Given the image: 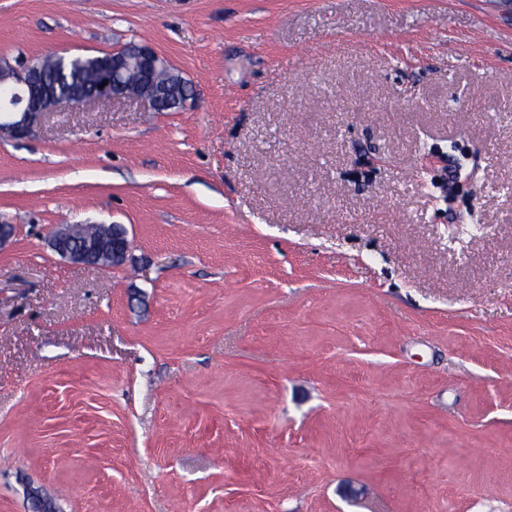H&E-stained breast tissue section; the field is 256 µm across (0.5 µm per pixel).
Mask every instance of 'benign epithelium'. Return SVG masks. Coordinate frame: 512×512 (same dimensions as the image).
Listing matches in <instances>:
<instances>
[{
  "mask_svg": "<svg viewBox=\"0 0 512 512\" xmlns=\"http://www.w3.org/2000/svg\"><path fill=\"white\" fill-rule=\"evenodd\" d=\"M144 61L155 67L168 68L167 61L147 44H129L112 52V72L104 75L107 82L103 88L80 94L63 107L79 110L94 101H122L136 99L157 112L161 94L154 88H146L136 95L125 86V71L131 61ZM41 63L26 62L14 66L11 72L0 76V133L7 132L16 138L29 135L48 109L36 102V93L41 85ZM82 225L68 224L56 228L50 236L51 248L74 263L90 267H115L124 264L130 243L125 229L118 225H100L101 237L86 241L81 246H72L73 239L80 234Z\"/></svg>",
  "mask_w": 512,
  "mask_h": 512,
  "instance_id": "1",
  "label": "benign epithelium"
}]
</instances>
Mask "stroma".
<instances>
[{
    "label": "stroma",
    "mask_w": 512,
    "mask_h": 512,
    "mask_svg": "<svg viewBox=\"0 0 512 512\" xmlns=\"http://www.w3.org/2000/svg\"><path fill=\"white\" fill-rule=\"evenodd\" d=\"M495 2L0 0V61L145 43L194 92L0 137V512H512ZM81 229V224L56 228L50 236L51 248L74 263L90 267H115L124 264L130 243L121 225H99V231H106L103 236L88 240L82 246L73 247L71 243Z\"/></svg>",
    "instance_id": "35a3bbf8"
}]
</instances>
